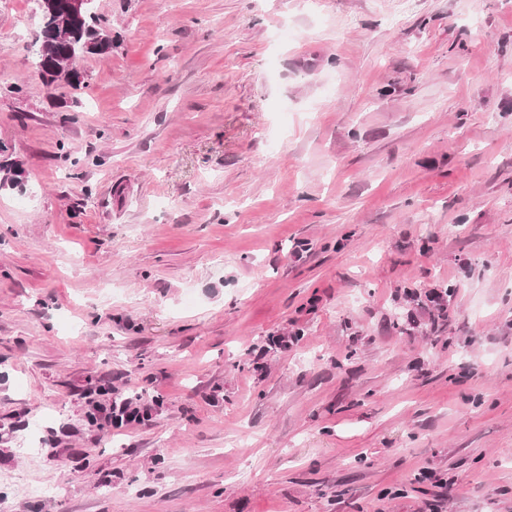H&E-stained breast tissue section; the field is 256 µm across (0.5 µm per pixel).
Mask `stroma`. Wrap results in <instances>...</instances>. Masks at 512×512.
<instances>
[{"label":"stroma","instance_id":"obj_1","mask_svg":"<svg viewBox=\"0 0 512 512\" xmlns=\"http://www.w3.org/2000/svg\"><path fill=\"white\" fill-rule=\"evenodd\" d=\"M94 10L0 0V512H512V0ZM48 1L52 3L42 10L40 36L34 44L35 65L47 79L46 84L61 79L69 83H78L81 75L73 66L75 59L72 60L74 53L82 51L78 46L90 43L93 47L86 53L83 51L82 56L105 55L112 51V33L109 30V35L93 11L83 19L73 20L70 30L62 29L61 18L67 12L69 0ZM58 67L59 70L56 72Z\"/></svg>","mask_w":512,"mask_h":512}]
</instances>
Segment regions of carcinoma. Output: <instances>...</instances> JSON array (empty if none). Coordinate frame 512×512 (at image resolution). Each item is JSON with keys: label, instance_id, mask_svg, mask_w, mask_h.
I'll return each mask as SVG.
<instances>
[{"label": "carcinoma", "instance_id": "obj_1", "mask_svg": "<svg viewBox=\"0 0 512 512\" xmlns=\"http://www.w3.org/2000/svg\"><path fill=\"white\" fill-rule=\"evenodd\" d=\"M68 0H50V5L42 10L40 36L35 47V65L47 83L65 80L80 82V72L74 67L73 55L78 46L89 43V55H105L112 49V36L109 35L100 18L89 13L75 19L70 29L61 28V18L67 12Z\"/></svg>", "mask_w": 512, "mask_h": 512}]
</instances>
